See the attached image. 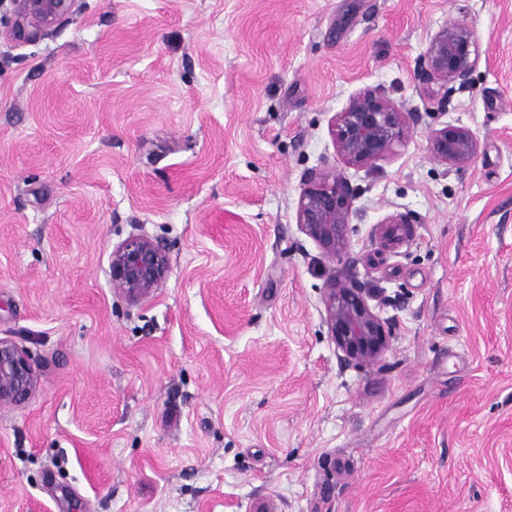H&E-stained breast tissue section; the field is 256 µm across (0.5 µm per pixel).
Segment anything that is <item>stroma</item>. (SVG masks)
Here are the masks:
<instances>
[{"mask_svg": "<svg viewBox=\"0 0 512 512\" xmlns=\"http://www.w3.org/2000/svg\"><path fill=\"white\" fill-rule=\"evenodd\" d=\"M454 21L483 55L443 109L418 65ZM376 86L420 120L348 169L334 261L301 177ZM138 234L170 268L133 302L109 256ZM348 266L392 331L372 366L324 323ZM0 338L38 378L0 406V512H512V0H82L0 36ZM430 149L433 157L439 162L464 169L476 159L479 140L467 127L446 126L432 132Z\"/></svg>", "mask_w": 512, "mask_h": 512, "instance_id": "1", "label": "stroma"}]
</instances>
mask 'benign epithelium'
Instances as JSON below:
<instances>
[{"label":"benign epithelium","instance_id":"1","mask_svg":"<svg viewBox=\"0 0 512 512\" xmlns=\"http://www.w3.org/2000/svg\"><path fill=\"white\" fill-rule=\"evenodd\" d=\"M80 0H9V36L33 42L69 21ZM481 59L475 30L464 21L446 25L428 42L421 58L422 79L442 89L463 91ZM417 113L376 87L353 95L331 118L329 132L336 154L346 166L369 168L413 135ZM433 157L458 169L469 167L479 152V140L467 127H444L432 132ZM295 224L334 260L348 254L354 191L345 173L327 164L303 174ZM112 285L132 301L152 294L166 279L169 258L152 238L133 235L110 254ZM374 296L348 272L330 276L322 294L325 323L341 360L372 365L385 354L390 336L372 304ZM37 376L25 350L0 339V404H16L34 392Z\"/></svg>","mask_w":512,"mask_h":512}]
</instances>
